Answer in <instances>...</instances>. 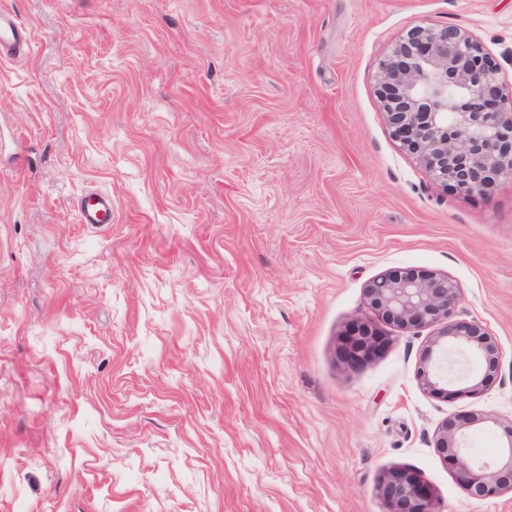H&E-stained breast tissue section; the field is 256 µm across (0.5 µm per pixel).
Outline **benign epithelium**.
I'll return each mask as SVG.
<instances>
[{
  "label": "benign epithelium",
  "instance_id": "obj_1",
  "mask_svg": "<svg viewBox=\"0 0 512 512\" xmlns=\"http://www.w3.org/2000/svg\"><path fill=\"white\" fill-rule=\"evenodd\" d=\"M498 72L481 42L453 26L409 30L380 63L377 94L393 137L462 196L483 195L512 179V91ZM460 296L453 278L430 270L375 277L364 288L365 315L342 336L340 360L356 368L379 356L390 341L384 325L409 332L434 326L418 369L422 388L442 399L481 393L497 374L499 345L480 322L460 315ZM453 354L476 355L479 370L447 369ZM488 428L500 438L499 452L478 458L468 437ZM434 447L452 463L466 495L486 500L512 493V419L455 415L436 429ZM377 490L387 512H440L434 491L413 471H381Z\"/></svg>",
  "mask_w": 512,
  "mask_h": 512
}]
</instances>
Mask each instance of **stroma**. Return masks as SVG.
<instances>
[{
    "label": "stroma",
    "mask_w": 512,
    "mask_h": 512,
    "mask_svg": "<svg viewBox=\"0 0 512 512\" xmlns=\"http://www.w3.org/2000/svg\"><path fill=\"white\" fill-rule=\"evenodd\" d=\"M0 512H386L453 414L512 417V180L447 190L402 148L379 63L415 26L479 39L512 86V0H0ZM112 196L79 223L77 198ZM453 277L492 383L417 377L431 332L339 359L378 275ZM30 32L8 9H0V62L16 61L30 43ZM79 220L82 224H108L112 221V197L89 191L78 201Z\"/></svg>",
    "instance_id": "35a3bbf8"
}]
</instances>
